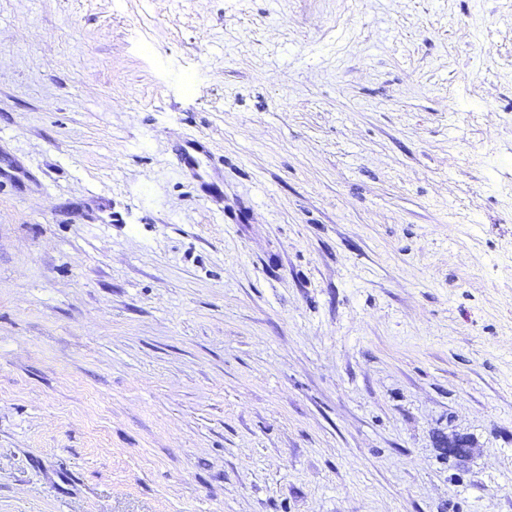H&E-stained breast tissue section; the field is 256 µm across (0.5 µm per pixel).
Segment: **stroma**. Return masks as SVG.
<instances>
[{"instance_id":"35a3bbf8","label":"stroma","mask_w":512,"mask_h":512,"mask_svg":"<svg viewBox=\"0 0 512 512\" xmlns=\"http://www.w3.org/2000/svg\"><path fill=\"white\" fill-rule=\"evenodd\" d=\"M0 512H512V0H0Z\"/></svg>"}]
</instances>
